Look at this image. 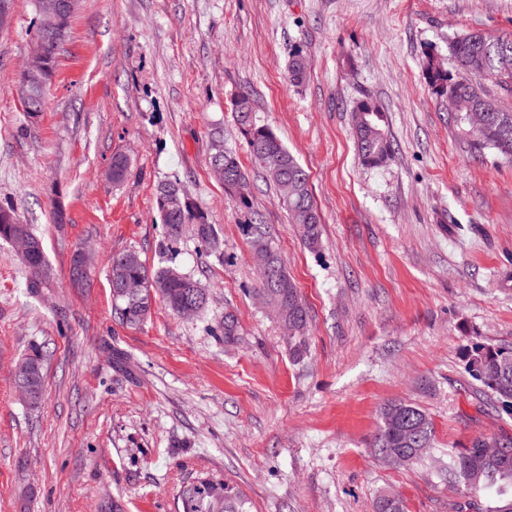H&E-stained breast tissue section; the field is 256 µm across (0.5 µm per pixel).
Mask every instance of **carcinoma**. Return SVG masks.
Masks as SVG:
<instances>
[{
	"label": "carcinoma",
	"instance_id": "obj_1",
	"mask_svg": "<svg viewBox=\"0 0 512 512\" xmlns=\"http://www.w3.org/2000/svg\"><path fill=\"white\" fill-rule=\"evenodd\" d=\"M72 14H67L52 40L50 52L44 55L39 70L18 84L25 86L28 96L24 107L28 117L35 119L44 110L47 87L51 85L59 55L64 48ZM456 73L433 55L423 63L424 79L433 94L451 96L454 101L453 123L458 128L468 152L480 156L493 150L498 156L512 161V108L490 103V97L480 84L493 78L500 91L512 95V36L491 37L479 32L459 35L450 44ZM307 73L306 58L298 51L290 56L288 78L303 82ZM234 122L246 140L251 156L260 172L279 191V201L288 212L305 244L319 245L321 215L312 195L309 175L296 157L286 148L275 132L256 116L253 100L247 93L232 99ZM355 139L360 161L367 167H379L392 151L384 111L371 100L360 101L356 108ZM211 167L223 173L224 188L243 207L250 206V182L233 152L224 148L223 136L215 133L211 143ZM129 168L123 155L112 159V181H122ZM157 203L170 244L164 265L150 271L135 251L113 254L108 259L110 284L115 312L129 325L142 322L150 313L152 296H159L172 312L192 308L203 313L209 292L201 282L184 272L177 263L178 244L185 226L193 225L195 238L203 252L218 249V239L207 214L193 202L176 183L157 185ZM19 220L13 208L0 207V240L10 242L16 235ZM243 235L252 250H265L269 255L271 273L260 277L259 295L275 307L278 319L287 333L292 359L301 362L307 357L310 344L307 336L309 314L300 291L288 273L276 247V232L272 225L252 222L241 225ZM27 238L38 249L21 258L22 264L37 288L48 278V260L43 242L29 224L23 225ZM141 284L138 293L127 295L118 288L123 281ZM29 365L25 381L30 398L26 405H41L45 386V359L36 344L22 358ZM465 370L506 409L512 411V346L474 344L464 354ZM435 440L434 424L421 407L398 402L386 405L379 412V425L371 450L385 464L395 468L429 466L443 480L467 492L493 495L496 505L491 512H512V437L488 438L476 436L470 445L448 452V458L431 456ZM400 495L383 492L376 499L377 512H405ZM176 512H252L249 498L233 484L209 476H198L181 486L176 494Z\"/></svg>",
	"mask_w": 512,
	"mask_h": 512
}]
</instances>
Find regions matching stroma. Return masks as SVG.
Returning <instances> with one entry per match:
<instances>
[{"label": "stroma", "instance_id": "35a3bbf8", "mask_svg": "<svg viewBox=\"0 0 512 512\" xmlns=\"http://www.w3.org/2000/svg\"><path fill=\"white\" fill-rule=\"evenodd\" d=\"M0 25V205L33 225L50 264L29 284L0 241V512H175L197 475L229 481L254 512H374L388 490L406 512L494 500L393 469L371 452L378 411L411 402L435 424V450L512 436V414L465 372L464 346L512 345V164L464 148L448 100L425 82V52L449 58L457 35L512 33V0H78L37 119L16 81L35 36L33 0H5ZM308 63L288 80L293 50ZM252 93L308 172L322 219L318 249L293 230L255 169L230 108ZM386 113L394 151L361 164L355 107ZM224 131L253 184L241 207L210 164ZM130 161L109 177L114 155ZM179 183L208 214L220 247L182 268L209 288L192 319L153 298L138 325L115 314L110 255L148 269L167 245L159 183ZM64 220L55 223L53 213ZM277 245L310 319L294 362L257 293L241 232L254 214ZM95 263L70 281L76 249ZM233 311L240 334L219 324ZM46 355L45 394L29 409L14 372L31 343Z\"/></svg>", "mask_w": 512, "mask_h": 512}]
</instances>
